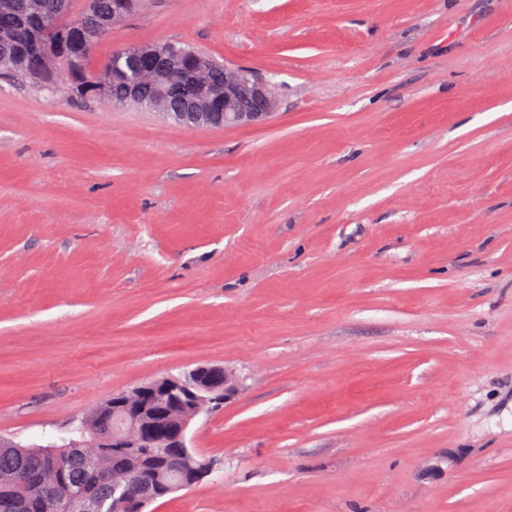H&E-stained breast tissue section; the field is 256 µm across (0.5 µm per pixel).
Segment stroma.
I'll return each instance as SVG.
<instances>
[{
  "label": "stroma",
  "instance_id": "stroma-1",
  "mask_svg": "<svg viewBox=\"0 0 512 512\" xmlns=\"http://www.w3.org/2000/svg\"><path fill=\"white\" fill-rule=\"evenodd\" d=\"M160 41L274 114L0 76V436L218 364L154 512H512V0H149L96 57Z\"/></svg>",
  "mask_w": 512,
  "mask_h": 512
}]
</instances>
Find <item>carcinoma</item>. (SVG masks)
I'll use <instances>...</instances> for the list:
<instances>
[{"label":"carcinoma","instance_id":"cac0c4a2","mask_svg":"<svg viewBox=\"0 0 512 512\" xmlns=\"http://www.w3.org/2000/svg\"><path fill=\"white\" fill-rule=\"evenodd\" d=\"M115 0H0V72L34 87L39 81L53 80L55 91L77 100L93 97L74 95L73 86L95 83L99 69L91 68V59L97 45L112 34V9ZM76 23L82 33L83 57L64 60L48 46L50 26L55 23ZM175 46L184 50L186 57L181 69L159 74L155 81H144L141 75L159 70V60L144 51L129 46L119 54H112L104 64L122 73L114 78L105 91V102L112 106L133 105L144 111H153L157 98H162L167 119L187 127H222L224 117L215 114L196 122L190 118L195 112L194 74L188 71L197 57L209 60L203 80L212 88L224 90V65L208 53L182 43ZM242 106L259 110L262 103L256 98L253 85L242 84L238 89ZM112 405L101 403L85 418L83 427L92 432L103 425L106 411ZM66 456L68 482L57 486L55 496L43 499L37 493L39 480L49 482L52 475L45 472L46 462L54 455L52 448L20 445L17 448L0 447V512H67L69 484L79 483L91 495L105 500V512H126L124 503H112V489L98 482L89 459H98L96 448L87 444L81 448L59 451ZM124 479L130 494L146 493V484L153 483L152 472L160 470L167 478L183 483H199L190 467L203 468L208 462L191 452V466H182L175 458L159 459L151 465L138 454L124 453L105 460Z\"/></svg>","mask_w":512,"mask_h":512}]
</instances>
